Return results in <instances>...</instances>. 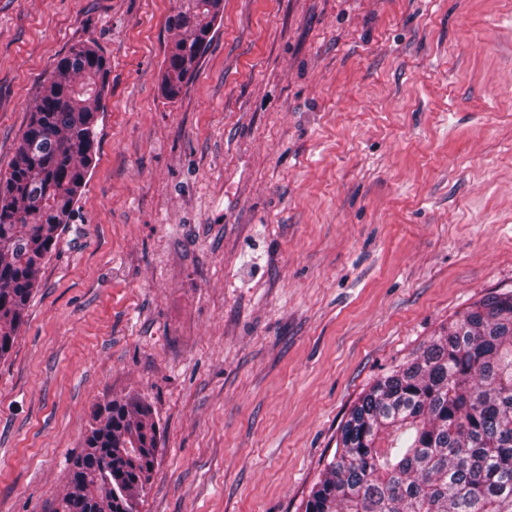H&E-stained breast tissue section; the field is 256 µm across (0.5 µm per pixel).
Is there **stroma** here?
Instances as JSON below:
<instances>
[{"mask_svg": "<svg viewBox=\"0 0 512 512\" xmlns=\"http://www.w3.org/2000/svg\"><path fill=\"white\" fill-rule=\"evenodd\" d=\"M0 0V172L57 60L110 62L96 155L0 361V512L98 405L160 429L138 512H302L362 392L512 293V0ZM179 5L167 17L166 26L174 39L165 55L164 87L175 97L195 74L213 37V28L224 12L223 0H177Z\"/></svg>", "mask_w": 512, "mask_h": 512, "instance_id": "35a3bbf8", "label": "stroma"}]
</instances>
